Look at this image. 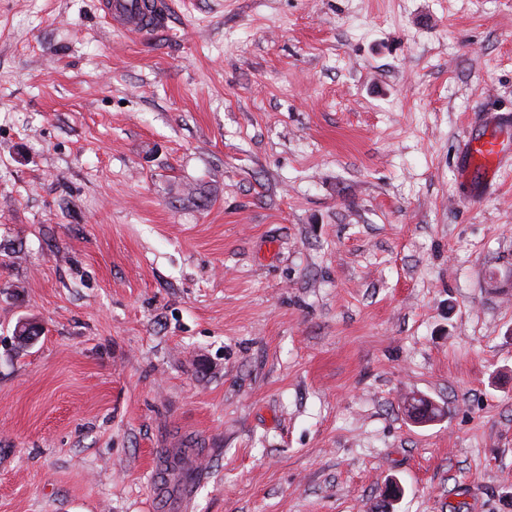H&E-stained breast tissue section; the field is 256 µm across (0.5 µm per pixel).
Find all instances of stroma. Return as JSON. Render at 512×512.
Instances as JSON below:
<instances>
[{
  "instance_id": "stroma-1",
  "label": "stroma",
  "mask_w": 512,
  "mask_h": 512,
  "mask_svg": "<svg viewBox=\"0 0 512 512\" xmlns=\"http://www.w3.org/2000/svg\"><path fill=\"white\" fill-rule=\"evenodd\" d=\"M168 10L0 0V512H512V0ZM166 2L156 0H103L101 9L109 24L124 33L144 35L166 26ZM503 149L494 141L468 139L462 151V168L473 165L487 174L499 172L505 159Z\"/></svg>"
}]
</instances>
